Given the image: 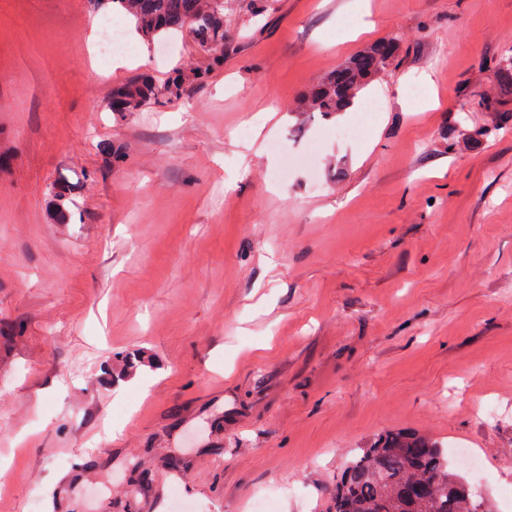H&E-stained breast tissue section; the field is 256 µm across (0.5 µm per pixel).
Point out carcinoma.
I'll return each instance as SVG.
<instances>
[{
	"mask_svg": "<svg viewBox=\"0 0 512 512\" xmlns=\"http://www.w3.org/2000/svg\"><path fill=\"white\" fill-rule=\"evenodd\" d=\"M97 10L111 4L112 12L135 22V31L147 42H161L191 28L199 43L224 46V0H89ZM399 44L396 40L372 43L311 85L300 97L297 111L314 118L331 120L352 109L361 93L393 64ZM497 82L494 95L477 102L495 127L508 126L512 111V52L491 60ZM207 71H179L160 86L147 75L133 78L112 89V112H137L157 104L163 95L175 99L200 84ZM459 125L468 139L489 134L486 126L468 125L466 109ZM57 220H72L74 189L65 180L52 190ZM156 358L144 350L119 352L107 358L101 372L107 377L130 375L155 369ZM331 512H490L472 485L448 460L440 440L407 428L388 429L377 434L355 453L336 483Z\"/></svg>",
	"mask_w": 512,
	"mask_h": 512,
	"instance_id": "obj_1",
	"label": "carcinoma"
}]
</instances>
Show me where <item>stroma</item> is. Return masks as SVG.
Returning a JSON list of instances; mask_svg holds the SVG:
<instances>
[{
    "instance_id": "stroma-1",
    "label": "stroma",
    "mask_w": 512,
    "mask_h": 512,
    "mask_svg": "<svg viewBox=\"0 0 512 512\" xmlns=\"http://www.w3.org/2000/svg\"><path fill=\"white\" fill-rule=\"evenodd\" d=\"M91 20L0 0V512H248L262 489L328 512L395 427L472 449L476 494L512 512V128L448 151L512 52V0H224L223 48L138 40L113 70ZM393 38L369 122L294 113ZM191 67L182 98L108 110ZM281 138L314 163L283 168ZM137 348L159 369L102 377ZM206 75V70L179 71L163 86H159L150 76H138L113 88L109 109L112 112H136L147 105L158 104L164 94L180 98L190 87L199 85ZM53 206L59 222L72 221L74 189L66 180L57 181L52 190Z\"/></svg>"
}]
</instances>
